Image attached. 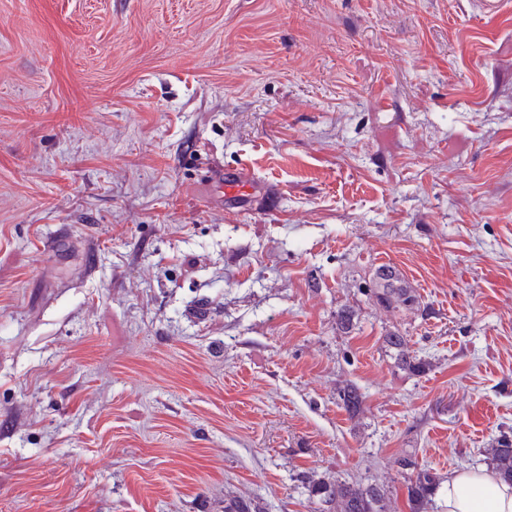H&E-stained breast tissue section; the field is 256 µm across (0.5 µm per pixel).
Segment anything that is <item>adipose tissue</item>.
I'll return each instance as SVG.
<instances>
[{
  "label": "adipose tissue",
  "mask_w": 512,
  "mask_h": 512,
  "mask_svg": "<svg viewBox=\"0 0 512 512\" xmlns=\"http://www.w3.org/2000/svg\"><path fill=\"white\" fill-rule=\"evenodd\" d=\"M439 496L445 512H512V485L483 469L449 473Z\"/></svg>",
  "instance_id": "adipose-tissue-1"
}]
</instances>
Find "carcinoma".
Here are the masks:
<instances>
[{"instance_id": "1", "label": "carcinoma", "mask_w": 512, "mask_h": 512, "mask_svg": "<svg viewBox=\"0 0 512 512\" xmlns=\"http://www.w3.org/2000/svg\"><path fill=\"white\" fill-rule=\"evenodd\" d=\"M371 297L385 308L420 309V303L407 288L402 278L375 273ZM385 344L396 353V359L412 372L426 370L423 359L411 355L405 337L392 332L385 337ZM339 401L350 417L361 410L363 395L358 386L348 384L339 392ZM491 465L496 474L512 484V438L504 435L490 449ZM398 472L408 474L406 484L410 512H433L435 496L441 477L432 467L420 466L414 456H402L396 460ZM299 482L311 500L323 506L320 512H385L384 489L378 485L363 486L354 481L315 479L304 473ZM224 512H266L262 503L250 497H234L224 501Z\"/></svg>"}]
</instances>
